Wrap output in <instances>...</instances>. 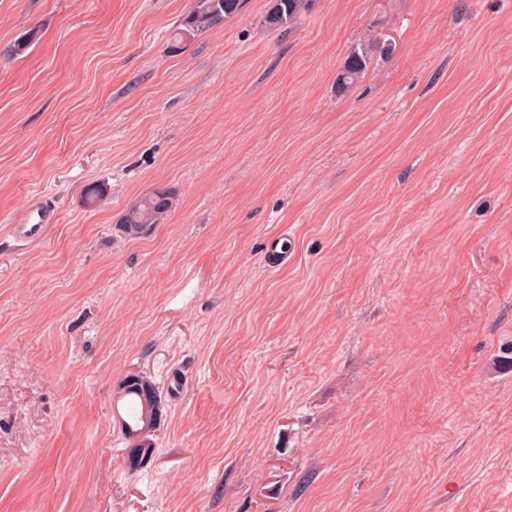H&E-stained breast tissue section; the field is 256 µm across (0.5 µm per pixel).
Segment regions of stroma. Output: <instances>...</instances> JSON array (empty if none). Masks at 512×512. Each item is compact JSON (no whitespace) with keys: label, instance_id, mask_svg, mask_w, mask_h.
<instances>
[{"label":"stroma","instance_id":"35a3bbf8","mask_svg":"<svg viewBox=\"0 0 512 512\" xmlns=\"http://www.w3.org/2000/svg\"><path fill=\"white\" fill-rule=\"evenodd\" d=\"M192 3L0 0V512H512V0ZM217 1V0H214ZM212 0H195L188 15L185 16L174 33L168 39L167 46H173L177 48V52H184L185 49L195 40V38L204 32H207L215 27L220 26L224 20L236 15L240 9L241 0H221L219 3L222 4L221 18L209 26H200L196 24L198 16L207 7L212 4ZM312 0H274L265 23L270 29H279L295 21ZM369 61L368 49H355L347 58L342 70L337 74L336 83L340 88H348L355 84L367 69ZM165 202L159 201V191L143 196L136 201L124 216V224H158L165 218L172 205L171 192L164 190ZM162 196L161 198H164ZM52 222L50 211L43 205L42 201L31 202L24 218L17 221L21 233L26 238L38 237L46 227V224ZM30 226L28 229L27 227ZM156 383L149 379L144 375H127L122 381L120 390L122 391L120 397L128 398L134 402L137 407V412L133 417L131 422L124 421L121 423L123 435L128 442L130 448H153L155 449L154 439L155 435L150 434H142V429L145 424V427L148 428L154 416L159 414L160 411V403L161 399L157 400L156 403L147 406L150 410V413L144 422V411L145 407L148 403V395L152 394V390ZM151 436V438H150ZM145 439H148L146 441Z\"/></svg>","mask_w":512,"mask_h":512}]
</instances>
